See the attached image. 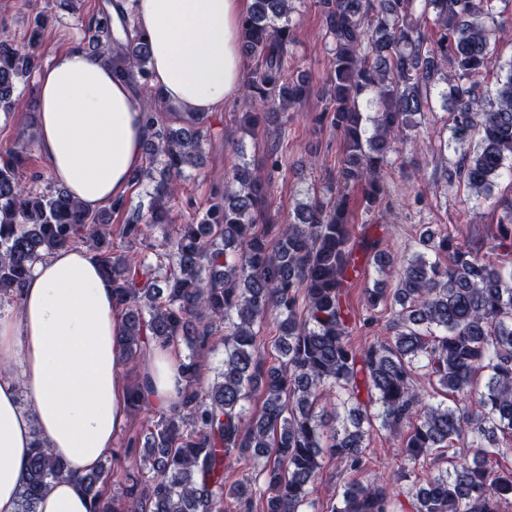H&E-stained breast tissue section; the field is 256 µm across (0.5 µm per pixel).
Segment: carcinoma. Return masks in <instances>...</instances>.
I'll return each instance as SVG.
<instances>
[{
  "label": "carcinoma",
  "instance_id": "carcinoma-1",
  "mask_svg": "<svg viewBox=\"0 0 512 512\" xmlns=\"http://www.w3.org/2000/svg\"><path fill=\"white\" fill-rule=\"evenodd\" d=\"M296 0H252L241 24V52L252 63L243 95L249 128L274 123L299 103L305 81L291 73ZM498 0H316L331 42L333 76L325 108L341 135L344 156L336 177L309 194L283 224H265L266 187L285 167L280 143L266 153L265 172L242 160L224 173V192L189 224L178 226L154 258L112 249L110 216L89 212L62 187L26 182L28 156L0 155V301H17L32 264L65 245L84 243L112 282L122 325L117 342L126 359L184 342L190 354L179 368L186 381L178 400L145 435L141 479L106 496L110 469L82 478L90 512H309L310 489L324 457L347 470L366 464L369 428L395 430L413 419L404 437L396 481H409L412 512H499L512 498V472H498V435L512 436V268L459 244L448 231H425L421 249L397 272L396 288L368 289V306L390 302L394 334L358 350L348 341L351 311L345 288L359 266L384 273L394 260L376 243L357 239L350 196L362 192L364 212L380 213L389 193L390 156L415 141L435 103L449 111L446 146L455 160L444 170L448 188L465 185L478 199L493 197L494 179L512 159V62L492 92L479 93L490 64L488 48L499 25ZM112 15L93 16L91 52L115 64L129 81L149 80L147 40ZM41 67L38 41L17 44L0 33V111L9 113L17 86ZM151 129L146 165L131 183L161 179L147 212L121 225L131 241L144 224L172 221L177 178L202 160L206 115L174 128L161 122L157 103H144ZM505 221L496 247L512 249V199L500 200ZM273 319L276 333L266 335ZM224 368L208 386L201 367L216 344ZM276 356L264 357L266 348ZM422 370L430 382L458 397L433 403L415 388ZM147 382L127 388V407L148 403ZM261 398L259 413L246 406ZM453 449L439 466L441 449ZM233 459L253 471L230 483ZM68 474L40 439L31 450L18 512H36L42 493ZM330 512H396L389 484H344Z\"/></svg>",
  "mask_w": 512,
  "mask_h": 512
}]
</instances>
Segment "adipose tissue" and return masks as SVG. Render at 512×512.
<instances>
[{
	"instance_id": "adipose-tissue-1",
	"label": "adipose tissue",
	"mask_w": 512,
	"mask_h": 512,
	"mask_svg": "<svg viewBox=\"0 0 512 512\" xmlns=\"http://www.w3.org/2000/svg\"><path fill=\"white\" fill-rule=\"evenodd\" d=\"M247 0H134L153 85L178 112L212 113L244 81L239 32ZM39 150L50 179L87 210L125 194L149 136L141 103L102 56L72 41L39 72ZM122 312L91 251L64 246L37 262L17 312L0 314V512H18L35 439L68 469L36 512H89L80 476L112 449L127 417ZM173 348L155 349L148 399L169 408L184 381Z\"/></svg>"
}]
</instances>
